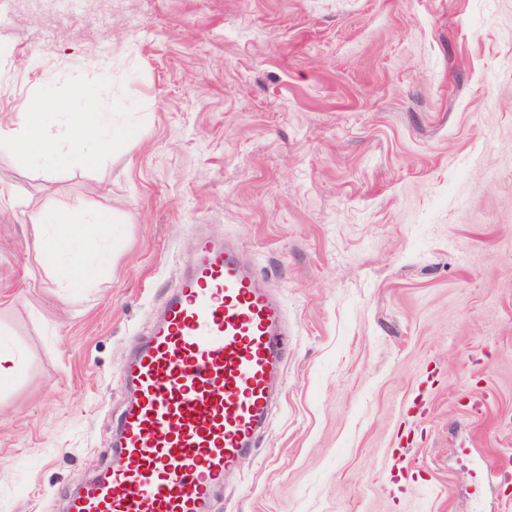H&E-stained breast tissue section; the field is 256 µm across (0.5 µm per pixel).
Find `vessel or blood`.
I'll return each mask as SVG.
<instances>
[{
	"label": "vessel or blood",
	"mask_w": 512,
	"mask_h": 512,
	"mask_svg": "<svg viewBox=\"0 0 512 512\" xmlns=\"http://www.w3.org/2000/svg\"><path fill=\"white\" fill-rule=\"evenodd\" d=\"M284 309L233 241L196 242L160 318L124 365L112 460L67 512H213L268 426Z\"/></svg>",
	"instance_id": "obj_1"
}]
</instances>
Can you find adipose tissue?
Masks as SVG:
<instances>
[{"label":"adipose tissue","mask_w":512,"mask_h":512,"mask_svg":"<svg viewBox=\"0 0 512 512\" xmlns=\"http://www.w3.org/2000/svg\"><path fill=\"white\" fill-rule=\"evenodd\" d=\"M58 104L50 97L36 99L22 113L16 128L0 127V144L7 143L23 153L45 173H53L62 162L86 166L93 162L102 133L92 100H84L77 117L56 120ZM41 228L32 240L34 250L57 273L59 286H69L71 273L87 271L91 262L85 252L89 239L112 230L108 220L97 213L54 211L41 216Z\"/></svg>","instance_id":"adipose-tissue-1"}]
</instances>
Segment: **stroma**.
Instances as JSON below:
<instances>
[{"label":"stroma","mask_w":512,"mask_h":512,"mask_svg":"<svg viewBox=\"0 0 512 512\" xmlns=\"http://www.w3.org/2000/svg\"><path fill=\"white\" fill-rule=\"evenodd\" d=\"M50 93L117 132L53 174L0 145V512L107 464L122 366L198 234L285 307V385L213 512H512V0L0 9V125ZM112 236L57 287L41 213Z\"/></svg>","instance_id":"35a3bbf8"}]
</instances>
